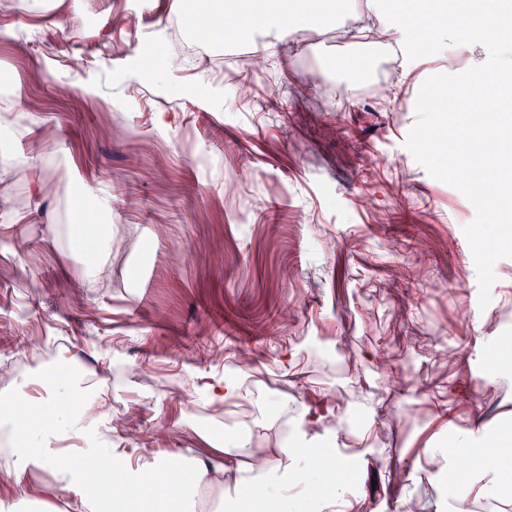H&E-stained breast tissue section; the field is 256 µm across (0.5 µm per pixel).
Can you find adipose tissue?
<instances>
[{"label": "adipose tissue", "instance_id": "ef3b65f1", "mask_svg": "<svg viewBox=\"0 0 512 512\" xmlns=\"http://www.w3.org/2000/svg\"><path fill=\"white\" fill-rule=\"evenodd\" d=\"M496 2L481 0L479 12L464 10L453 23L442 26L449 39L465 42L474 59V73L484 83L491 79L479 58L487 32H512V27L501 24ZM433 8V0H393L399 20L392 24L380 0H368L378 34L400 45L416 40L421 19ZM257 12L264 14L269 33L279 38L304 22L329 24L335 20L334 13L322 9L319 0H311L299 10L289 8L287 0H226L218 35L233 34ZM24 400L40 408L36 422L21 418L18 404ZM85 411L82 392L67 379L16 381L11 391L0 397V429L9 433L15 446L14 461L0 467V490L7 492L0 497V512H50L39 488L30 481L36 469L61 470L69 480L83 482L77 502L80 512H203L204 495L209 491L218 492L224 512H293L291 491L302 482L322 484L320 512H333L337 499L344 495L336 478L337 457L327 448L320 452L308 448L303 430L276 459L253 450L251 431L225 439L226 454L251 459L250 467L226 482L197 456L142 457L128 451L120 463H113L111 452L96 449L98 437L84 425ZM475 436V430H463L449 450L426 451L433 466L445 455L470 459L469 468L452 473L458 512H466L472 496L498 484L512 468V459L495 452L472 462L469 444Z\"/></svg>", "mask_w": 512, "mask_h": 512}]
</instances>
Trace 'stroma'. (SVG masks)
Listing matches in <instances>:
<instances>
[{
  "label": "stroma",
  "instance_id": "stroma-1",
  "mask_svg": "<svg viewBox=\"0 0 512 512\" xmlns=\"http://www.w3.org/2000/svg\"><path fill=\"white\" fill-rule=\"evenodd\" d=\"M194 2L64 0L63 32L54 11L0 9V367L33 337L58 375L111 393L113 447L217 466L212 441L239 424L274 456L297 423L345 415L346 512H456L453 461L424 451L475 420L486 447L512 443V382L484 379L512 349V257L480 308L476 209L405 140L423 82L469 53L403 47L376 99V55L358 76L296 35L259 56L258 24L209 43ZM179 44L191 56L167 69ZM77 181L112 198L92 282ZM231 375L245 398L207 404Z\"/></svg>",
  "mask_w": 512,
  "mask_h": 512
}]
</instances>
